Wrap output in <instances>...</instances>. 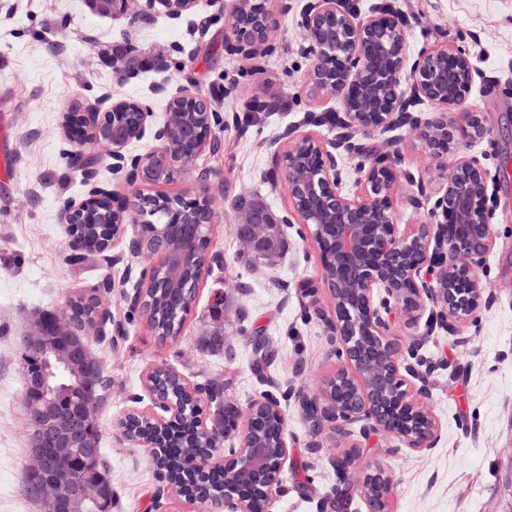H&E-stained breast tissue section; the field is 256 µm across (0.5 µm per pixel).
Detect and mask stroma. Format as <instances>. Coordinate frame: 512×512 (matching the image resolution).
I'll return each mask as SVG.
<instances>
[{
	"mask_svg": "<svg viewBox=\"0 0 512 512\" xmlns=\"http://www.w3.org/2000/svg\"><path fill=\"white\" fill-rule=\"evenodd\" d=\"M307 0H270L281 36L269 51L245 56L235 50L228 18L236 0H199L194 11L172 19L156 12L147 23L102 17L84 0H0V126L9 132L15 174L0 179V512H40L22 491L29 462L28 424L22 405L24 380L18 337L26 320L49 310L62 313L75 294L114 283L137 281L149 262L117 244L113 263L77 255L67 233V203L84 200L92 186L136 202L108 158L92 165L91 178L74 176L68 155L74 149L64 128L65 112L104 108L134 99L149 108L145 135L128 156L157 150L156 129L167 119L170 97L192 91L216 111V151L204 152L158 190L198 198L223 192L224 207L211 226V251L224 272L203 274L181 334L158 343L142 318H130L119 292L107 298L123 332L92 348L111 387L97 409L100 448L112 478V512H181L182 503L155 502L159 485L148 449L122 436L118 419L145 396L148 373L157 366L175 370L191 383L217 379L239 406L270 393L280 397L288 423L291 465L286 492L273 512H318L320 500L339 483L331 456L358 444L357 468L379 463L393 479V512H512V0H353L361 14L384 6L403 18L406 58L448 38L470 54L477 69L468 101L484 113L490 134L470 150L484 156L498 177L493 218L497 242L480 277L491 290L478 322L465 332L466 344L444 330L428 333L422 353L437 366L430 404L440 439L429 452L395 447L380 436L362 439L358 426L348 436L324 432L318 451L295 399H283L286 384L315 392L339 366L318 309H331L317 250L300 225L285 227L286 248L276 261L249 270L234 225L239 208L263 205L287 215L288 192L272 169L284 135L308 113L336 112L339 99L312 94L305 82L313 63L302 39L301 10ZM135 58L132 78L119 79L112 66L115 48ZM286 106L251 112L247 101L270 94ZM390 149L411 180L428 181L432 162L394 133ZM319 288L318 308L305 310L300 287ZM224 314L212 312L216 292ZM262 329L279 351L274 364L257 373L250 336Z\"/></svg>",
	"mask_w": 512,
	"mask_h": 512,
	"instance_id": "stroma-1",
	"label": "stroma"
}]
</instances>
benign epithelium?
I'll use <instances>...</instances> for the list:
<instances>
[{
	"mask_svg": "<svg viewBox=\"0 0 512 512\" xmlns=\"http://www.w3.org/2000/svg\"><path fill=\"white\" fill-rule=\"evenodd\" d=\"M149 4L177 19L193 11L198 0H149ZM302 28L313 65L307 83L320 95L340 99L342 111L334 116L336 135L321 138L290 129L287 146L274 152L275 169L280 172L291 199L293 218L283 224L303 225L317 246L322 277L333 298L331 312H319L336 357L341 360L336 373L300 399L305 417L317 432L334 433L360 424V434L382 433L413 450L435 447L439 423L430 405L427 380L429 369L419 355L425 337L414 336L402 347L392 336L400 316L412 321L424 310L452 332H459L488 301L479 272L496 244L492 224L497 204V185L478 156L467 147L486 136L488 128L478 112L462 113L461 120L448 111L465 106L474 82L475 69L469 55L452 40L422 49L411 65H406V33L399 18L384 8L361 15L350 0H315L303 14ZM230 32L242 53L250 55L259 46L272 47L279 34L268 3L260 2L257 12L243 16L232 12ZM410 83L414 99L400 91ZM428 102L438 116L428 118L409 107ZM190 103L209 112L207 102L186 91L168 101V120L155 132L161 141L158 150L144 157L126 158L127 146L145 135L149 112L134 99L112 102L105 110L67 112L64 127L77 145L76 159L92 145L113 160V168L124 173L127 184L155 185L152 168L161 163L172 178L174 171L196 160L212 144V128L197 131L189 113L181 111ZM406 129L411 142L433 161L437 188L429 192L396 165L389 153L375 154L363 168L354 192L344 189L341 156L358 155L366 145L360 138L376 136L389 145L388 133ZM406 181L413 190L408 204L428 209L429 224H398L397 188ZM214 200L203 196L190 202L191 211L178 213L179 222L189 229L213 223ZM104 207L111 216L104 248L125 235L126 225L150 223L146 208L127 207L114 191L94 186L88 197L68 205L67 214L77 220L90 209ZM237 234L246 251L260 253L276 239L278 225L270 217L248 208L239 211ZM139 255H157V268H176L185 260L157 247H144V233L128 243ZM99 317L76 324V335L96 336L101 320L112 318L102 306ZM23 343L31 349H45L59 341L58 332L49 331L41 315L28 321ZM85 362V388L98 383L99 365L94 357ZM24 392L26 413L39 410L31 387L46 385L45 378L28 376ZM151 406L130 410L119 420L123 437L150 451L152 462L160 455L161 433L135 434L133 424L143 422L158 429L182 418L185 407L178 401L154 392L146 385ZM280 415L278 443L262 448L253 442L260 413ZM96 418L92 404L75 407L58 422L28 419L30 460L28 472L34 476L49 470L52 478L40 481L30 494L41 512H77L85 504L108 512L105 483L100 478L75 481L71 458L78 442L83 451L94 447ZM224 427L240 432L236 448H207L196 459L197 471L224 476V512H254L250 490L257 489L271 507L283 491V475L290 457L288 431L279 402L269 396L252 401L242 409L233 402L224 405ZM53 444L61 451L48 459L43 448ZM350 450L333 459L340 469L343 486L357 488L370 512H390L392 476L375 464L361 471L351 469ZM161 486L157 499L173 498L187 505H204L207 499L180 494L167 472L156 466Z\"/></svg>",
	"mask_w": 512,
	"mask_h": 512,
	"instance_id": "obj_1",
	"label": "benign epithelium"
}]
</instances>
